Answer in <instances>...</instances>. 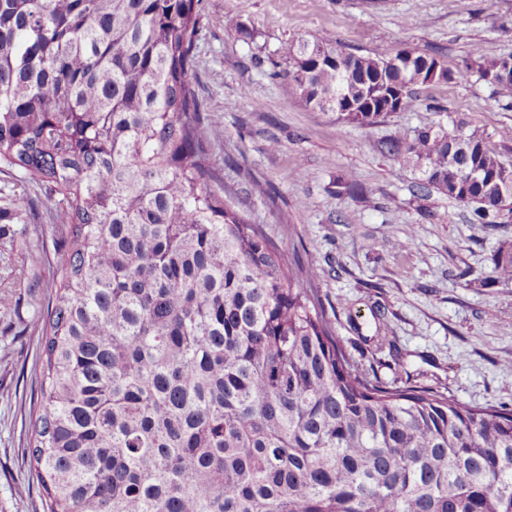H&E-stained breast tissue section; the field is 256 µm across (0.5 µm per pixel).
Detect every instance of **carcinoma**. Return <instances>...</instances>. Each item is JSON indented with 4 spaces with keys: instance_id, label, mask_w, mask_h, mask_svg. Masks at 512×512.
Returning <instances> with one entry per match:
<instances>
[{
    "instance_id": "carcinoma-1",
    "label": "carcinoma",
    "mask_w": 512,
    "mask_h": 512,
    "mask_svg": "<svg viewBox=\"0 0 512 512\" xmlns=\"http://www.w3.org/2000/svg\"><path fill=\"white\" fill-rule=\"evenodd\" d=\"M202 0H0V173L45 187L57 283L30 448L47 512H512V410L386 383L334 335L319 276L217 176L190 80ZM299 42L286 87L370 125L441 81L422 54ZM508 57L477 48L462 77ZM389 153L512 212L483 136L429 127ZM512 279V244L493 256Z\"/></svg>"
}]
</instances>
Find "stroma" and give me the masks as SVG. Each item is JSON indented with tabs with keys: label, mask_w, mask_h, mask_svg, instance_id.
Returning a JSON list of instances; mask_svg holds the SVG:
<instances>
[{
	"label": "stroma",
	"mask_w": 512,
	"mask_h": 512,
	"mask_svg": "<svg viewBox=\"0 0 512 512\" xmlns=\"http://www.w3.org/2000/svg\"><path fill=\"white\" fill-rule=\"evenodd\" d=\"M203 13L190 78L207 121L223 128L212 161L251 223L319 268L313 288L335 335L385 382L512 409V279L496 278L492 263L512 242V216L471 223L469 206L385 148L459 123L512 167V100L478 72L456 75L476 47L512 55V0H203ZM305 39L362 55L411 49L454 77L418 89L409 111L343 123L283 90ZM344 180L368 194L345 192ZM22 194L34 208L16 209ZM54 224L43 189L21 171L0 173V512H43L29 448ZM396 238L406 251H393Z\"/></svg>",
	"instance_id": "stroma-1"
}]
</instances>
